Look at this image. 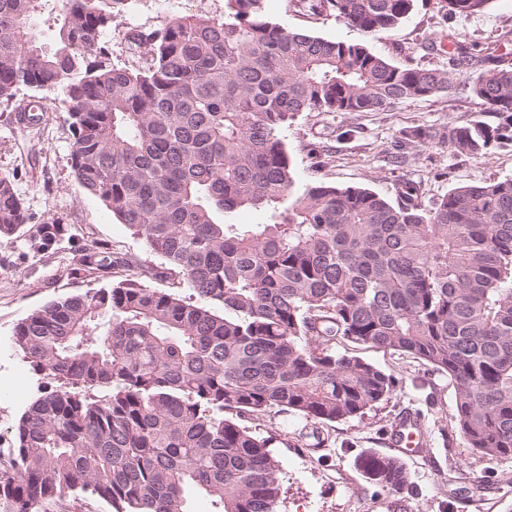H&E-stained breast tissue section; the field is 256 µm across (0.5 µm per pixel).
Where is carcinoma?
<instances>
[{
    "label": "carcinoma",
    "mask_w": 512,
    "mask_h": 512,
    "mask_svg": "<svg viewBox=\"0 0 512 512\" xmlns=\"http://www.w3.org/2000/svg\"><path fill=\"white\" fill-rule=\"evenodd\" d=\"M39 0H0V101L22 87L59 90L79 185L141 236L195 300L126 279L59 298L18 323L14 345L55 382L14 426L0 463V512H276L272 437L242 423L270 409L297 415L305 445L318 426L365 414L396 379L336 351V340L407 353L446 375L455 426L489 459H512V179L455 187L428 203L405 181L391 202L365 188L297 186L283 128L304 112H382L448 92L445 69L396 65L364 43L327 40L268 20L263 0H224L219 15L173 17L128 37L142 65H119L103 40L125 0H61L51 48L31 22ZM416 0H323L367 37ZM490 0H441L469 17ZM449 60L496 114L446 132L414 128L400 157L446 145L482 157L512 144V67L441 29ZM18 119L43 109L18 104ZM260 211L262 224L229 216ZM28 222L14 180L0 176V238ZM61 228L41 224V251ZM78 262L112 267L93 245ZM364 476L400 491L396 455L365 451Z\"/></svg>",
    "instance_id": "1"
}]
</instances>
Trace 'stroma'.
<instances>
[{
  "instance_id": "stroma-1",
  "label": "stroma",
  "mask_w": 512,
  "mask_h": 512,
  "mask_svg": "<svg viewBox=\"0 0 512 512\" xmlns=\"http://www.w3.org/2000/svg\"><path fill=\"white\" fill-rule=\"evenodd\" d=\"M224 0H127L104 39L115 59L126 61V39L157 29L169 18L219 14ZM271 21L334 41L356 42L361 33L345 26L329 7L309 9L296 0H264ZM455 30L469 46L505 44L512 35V0H491L471 17L444 19L438 0H417L414 12L397 28L366 40L376 53L398 65L448 67L446 52L428 51L441 28ZM505 65L512 66V44ZM457 70L451 92L404 101L384 112L300 114L281 132L293 160L294 179L304 185L322 181L339 187L367 188L395 200L402 180L422 181L426 200L454 187L512 178V145H497L481 158L435 147L409 154L395 163L391 152L403 132L441 129L467 120L493 122ZM18 99H41L47 109L38 124L18 122L13 103L0 102V175L13 178L31 216L23 233L0 242V450L13 444V427L26 405L48 386L12 345L16 325L32 310L66 296L95 291L131 278L139 267L152 268L148 287L179 289L163 259L143 239L118 223L96 197L86 194L71 167L72 133L64 108L53 93L21 88ZM57 221L66 232L51 249L35 253L28 238L37 225ZM108 248L112 269L81 267V248L89 243ZM339 352L359 355L396 377L387 401L364 416L324 426V447L298 443L300 418L272 410L248 419L254 434H275L272 453L280 463L283 495L276 512H512V459H488L468 448L454 424L455 391L447 377L433 374L421 359L383 352L350 340L336 343ZM420 413L425 441L420 453L405 456L411 483L394 492L370 484L355 460L364 451L393 453L396 424Z\"/></svg>"
}]
</instances>
